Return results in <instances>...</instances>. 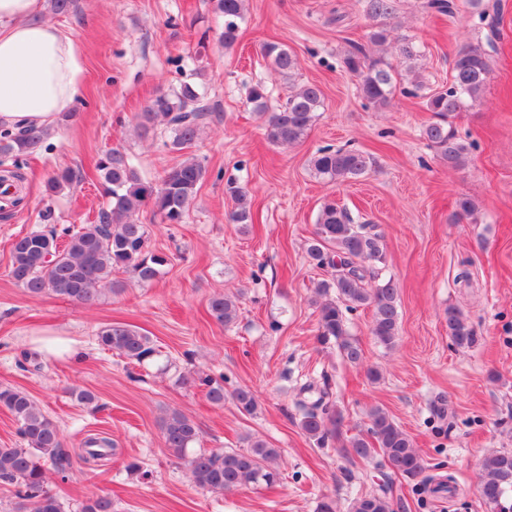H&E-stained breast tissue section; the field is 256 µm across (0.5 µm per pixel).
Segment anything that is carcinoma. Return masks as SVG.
<instances>
[{"instance_id":"obj_1","label":"carcinoma","mask_w":512,"mask_h":512,"mask_svg":"<svg viewBox=\"0 0 512 512\" xmlns=\"http://www.w3.org/2000/svg\"><path fill=\"white\" fill-rule=\"evenodd\" d=\"M245 0H214L215 14L224 19L220 40L232 45L238 36V21L243 18ZM467 8L489 20V45L499 35L498 4L485 0H466ZM395 11V0H364V13L379 22L369 33L374 44L388 40L384 20ZM274 69L291 78L296 59L288 49L276 44L263 46ZM405 72L383 57H371L361 46L349 51L345 69L358 79L363 98L377 108L389 105L395 92L416 97L424 89L417 79H406L413 73L409 62L417 59L418 51L408 40L398 47ZM490 73L489 54L479 45L458 50L453 62L448 86L428 94L427 107L434 120L423 129V136L437 156L451 167L465 164L470 145L460 136L454 121L459 112L483 94ZM205 92L193 83L183 82L168 93L157 96L140 113L138 127L143 132L161 122L168 132L165 145L175 151L192 144L199 136L206 108ZM248 103L264 119L267 135L277 145L291 146L308 133L323 107V94L318 85L308 83L292 89L285 105L269 110L266 90L254 86ZM47 136L37 127L21 128L16 132L0 131V184L13 185L21 180L20 161L38 150ZM317 176L330 182L342 183L366 174L373 157L353 149L325 147L311 160ZM102 187L108 199L97 224H86L77 231L62 229L64 244L57 242V228L52 224V212L42 213L49 224L46 231H33L16 238L12 244L10 277L31 296L52 295L73 303L89 304L105 290H112V274L124 271L139 282L149 284L161 274L166 260L148 249L145 225L138 223V214L149 207L166 224L183 223L198 185L205 178L202 161L191 157L166 169L159 181L142 177L125 153L111 149L96 162ZM75 173L67 168L51 176L45 192L53 195L73 182ZM237 202L230 213L233 224L251 221V205L239 187L228 186ZM308 257L319 267L331 269V278L317 286L322 297L318 305L316 340L321 345L333 344L344 361L358 366L363 363V351L351 338L346 313L358 307L373 310L371 333L377 343L391 349L399 334V292L393 279L380 276L379 264L385 260L383 236L373 224H356L344 208L328 200L321 206L313 237L307 243ZM209 313L216 322L231 324L237 315V303L223 294L209 302ZM448 337L458 348H469L476 341L475 332L463 314L450 306L446 314ZM99 345L134 363H144L156 356L151 338L133 327L110 323L97 332ZM204 387L214 405L222 406L231 399L237 409L253 414L258 402L251 389L238 387L224 392V376L199 374L191 379ZM302 432L320 447L340 437L343 416L331 399L328 375L322 382L309 381L300 386L294 401ZM0 406L7 409L17 424L24 447L0 448V484L15 487L22 500L23 512H64L59 498L46 489L45 464L63 477L71 468L70 456L63 448L60 429L26 392L0 386ZM161 433L165 447L177 459H187L195 484L213 493L234 492L255 487H273L280 483L281 450L266 440L253 436L245 449L203 451L187 456L199 440V427L179 410L170 411L162 420ZM351 460L380 459L382 467L394 475L417 477L424 473L425 463L411 436L381 407L367 413V428L343 444ZM112 455L111 441L92 437L86 443L81 460L85 463ZM478 492L481 499L499 512H512L505 503L512 499V450H495L483 461ZM81 512H112L108 496L92 497L82 504ZM349 512H396L394 502L384 492L362 494L351 503Z\"/></svg>"}]
</instances>
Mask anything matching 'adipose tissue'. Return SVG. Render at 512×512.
Returning <instances> with one entry per match:
<instances>
[{"mask_svg": "<svg viewBox=\"0 0 512 512\" xmlns=\"http://www.w3.org/2000/svg\"><path fill=\"white\" fill-rule=\"evenodd\" d=\"M44 11V0H0L1 128L53 127L79 94L80 45Z\"/></svg>", "mask_w": 512, "mask_h": 512, "instance_id": "1", "label": "adipose tissue"}]
</instances>
